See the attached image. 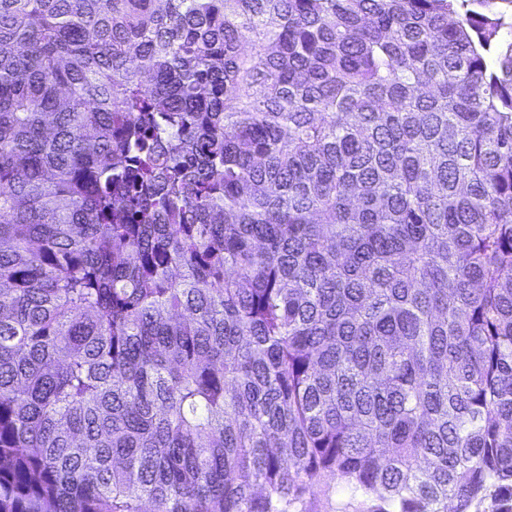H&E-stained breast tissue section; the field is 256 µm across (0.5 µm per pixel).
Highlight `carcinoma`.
<instances>
[{
	"instance_id": "1",
	"label": "carcinoma",
	"mask_w": 512,
	"mask_h": 512,
	"mask_svg": "<svg viewBox=\"0 0 512 512\" xmlns=\"http://www.w3.org/2000/svg\"><path fill=\"white\" fill-rule=\"evenodd\" d=\"M508 34L0 0V512H512ZM377 503L336 481L307 496L304 507L306 512H370Z\"/></svg>"
}]
</instances>
